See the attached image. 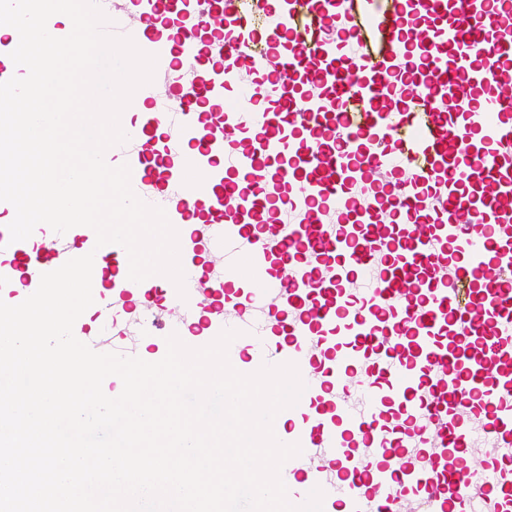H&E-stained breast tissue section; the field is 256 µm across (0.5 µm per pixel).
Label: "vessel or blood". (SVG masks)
Segmentation results:
<instances>
[{
	"instance_id": "b4317fda",
	"label": "vessel or blood",
	"mask_w": 512,
	"mask_h": 512,
	"mask_svg": "<svg viewBox=\"0 0 512 512\" xmlns=\"http://www.w3.org/2000/svg\"><path fill=\"white\" fill-rule=\"evenodd\" d=\"M97 2L157 58L105 157L179 228L186 293L129 280L89 227L13 242L1 225L0 300L93 255L104 308L139 302L140 331L201 347L232 328L237 371L296 364L306 388L273 424L302 449L281 469L294 504L319 487L323 512H512V6ZM389 175L403 224L378 221ZM269 205L283 223L258 224ZM479 425L497 451L475 458Z\"/></svg>"
}]
</instances>
